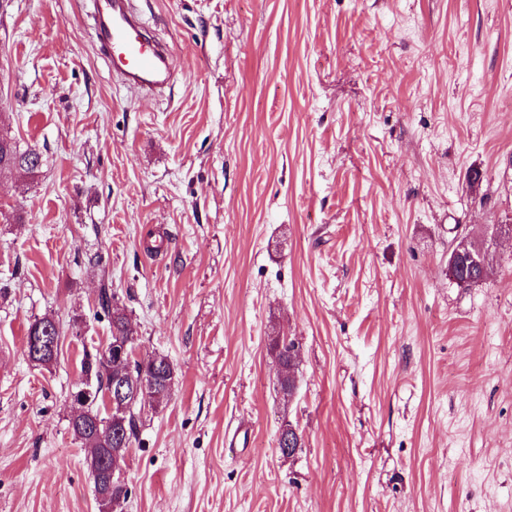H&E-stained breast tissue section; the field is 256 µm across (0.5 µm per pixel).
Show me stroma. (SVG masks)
<instances>
[{
	"label": "stroma",
	"mask_w": 512,
	"mask_h": 512,
	"mask_svg": "<svg viewBox=\"0 0 512 512\" xmlns=\"http://www.w3.org/2000/svg\"><path fill=\"white\" fill-rule=\"evenodd\" d=\"M94 2L0 0V120L44 158L0 174V512H99L68 416L105 289L174 368L121 512H512V0H135L173 49L158 97ZM465 235L466 234L460 232L454 244L448 251V276L452 281L461 286L467 285L466 280L473 282L474 285L483 283L487 281L490 276V267L482 268L469 264L467 254H458L456 257L457 264L461 267L462 274L465 275L466 280L461 278L456 267L454 256L458 252L459 248H462L466 244L467 240ZM459 285L457 286L460 287Z\"/></svg>",
	"instance_id": "35a3bbf8"
}]
</instances>
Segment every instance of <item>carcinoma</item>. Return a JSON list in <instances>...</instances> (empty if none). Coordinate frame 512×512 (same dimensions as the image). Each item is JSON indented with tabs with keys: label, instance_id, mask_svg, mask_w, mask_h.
<instances>
[{
	"label": "carcinoma",
	"instance_id": "1",
	"mask_svg": "<svg viewBox=\"0 0 512 512\" xmlns=\"http://www.w3.org/2000/svg\"><path fill=\"white\" fill-rule=\"evenodd\" d=\"M43 166V157L39 150L33 147L20 148L9 132L0 129V173L3 171H16L37 176ZM457 264L461 267L462 274L466 280L473 284L483 283L490 276V268L473 266L468 263V256L459 254L456 257ZM102 305L107 309L110 317V341L114 344L128 343L129 321L127 315L118 306L112 304V295L103 292L101 296ZM270 351L273 353L278 364L286 367H293L296 357L289 345L280 341V337L271 338ZM157 366L141 371L140 366L133 367L135 376L145 375L149 383V398L152 403H162L169 399L174 386V369L165 356H156ZM81 373L92 374L98 383L99 388L112 378V362L104 360V356L95 352H84L81 361ZM102 403L93 407H86L80 413H70L68 426L76 439L83 445L90 443L104 450L106 448L120 449L119 455L112 460L116 469H121L125 464L126 456L132 446L133 439L137 437L140 421L141 404L137 403L123 414L119 419L113 420L109 416L100 413ZM302 447V435L288 430V425L281 426L280 433L276 439V448L284 451L287 448Z\"/></svg>",
	"mask_w": 512,
	"mask_h": 512
}]
</instances>
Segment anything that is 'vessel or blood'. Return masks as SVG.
Here are the masks:
<instances>
[{"instance_id": "vessel-or-blood-1", "label": "vessel or blood", "mask_w": 512, "mask_h": 512, "mask_svg": "<svg viewBox=\"0 0 512 512\" xmlns=\"http://www.w3.org/2000/svg\"><path fill=\"white\" fill-rule=\"evenodd\" d=\"M95 34L130 87L160 95L170 85L172 50L148 32L130 0H95Z\"/></svg>"}]
</instances>
